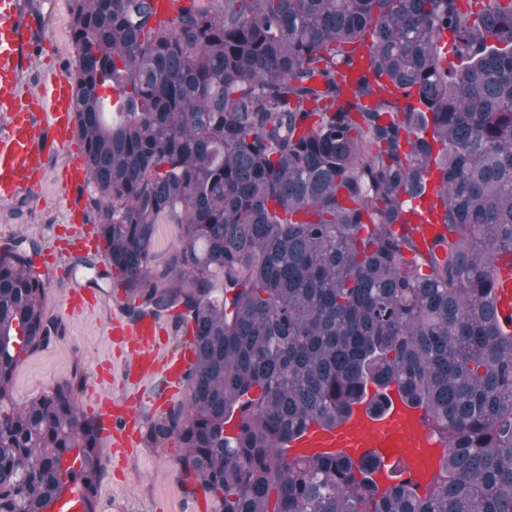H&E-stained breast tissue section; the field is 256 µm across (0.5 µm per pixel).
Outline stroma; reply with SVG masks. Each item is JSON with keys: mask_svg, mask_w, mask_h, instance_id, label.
Here are the masks:
<instances>
[{"mask_svg": "<svg viewBox=\"0 0 512 512\" xmlns=\"http://www.w3.org/2000/svg\"><path fill=\"white\" fill-rule=\"evenodd\" d=\"M19 2L22 12L36 17L43 37L55 47L54 56L47 62L41 55L31 54L22 76L24 85L38 88L48 66L76 73L78 57L70 37L74 0ZM59 176L58 162H50L39 194L0 202V248L21 237L38 244L35 263L46 281V311L59 325L51 344L19 366L14 397L29 400L76 373L84 379L77 400L81 411L86 412L97 393L106 389L115 394L126 391L117 381L108 388L97 382V370L103 363H110L112 372L120 370L107 328L113 317L123 315L125 294L100 279L96 269L84 264L82 255L70 254L57 263L49 262L51 247L69 230L70 217L58 200ZM78 289L94 293L97 303L85 315L72 317L66 313L64 302ZM178 452L175 439L152 444L143 438L124 465L116 467L110 459H103L97 512H200L185 498L178 481L174 465Z\"/></svg>", "mask_w": 512, "mask_h": 512, "instance_id": "obj_1", "label": "stroma"}]
</instances>
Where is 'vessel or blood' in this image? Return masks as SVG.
<instances>
[{
  "label": "vessel or blood",
  "mask_w": 512,
  "mask_h": 512,
  "mask_svg": "<svg viewBox=\"0 0 512 512\" xmlns=\"http://www.w3.org/2000/svg\"><path fill=\"white\" fill-rule=\"evenodd\" d=\"M32 29V21L20 16L19 0H0L1 201L39 188L50 159L70 150L77 129V114L72 110L74 85L66 73L58 69L43 73L36 91L20 82ZM85 178L82 155L72 153L62 174L61 191L75 220L81 215L80 190ZM496 295L503 313L512 316L511 268L501 267ZM108 337L123 352L121 378L126 385L140 386V401L147 406L172 402L183 374L195 362L192 347L167 352L168 325L152 315L131 323L113 320ZM388 398L390 405L383 414H372L363 401L336 429L312 427L296 441L297 453L342 451L358 460L371 452L385 463L376 475L380 486L409 477L420 488H427L439 472L445 444L424 423L422 410L409 406L397 388L389 389ZM96 425L110 458L124 457L139 440L138 418L127 399L105 397ZM48 512H85L81 485H70Z\"/></svg>",
  "instance_id": "b4317fda"
}]
</instances>
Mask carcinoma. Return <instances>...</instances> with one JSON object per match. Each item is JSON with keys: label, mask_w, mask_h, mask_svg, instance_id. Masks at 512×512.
Masks as SVG:
<instances>
[{"label": "carcinoma", "mask_w": 512, "mask_h": 512, "mask_svg": "<svg viewBox=\"0 0 512 512\" xmlns=\"http://www.w3.org/2000/svg\"><path fill=\"white\" fill-rule=\"evenodd\" d=\"M76 0L84 210L125 312L192 325L174 438L214 512H512V0ZM355 70L347 81L341 66ZM117 92V110L100 92ZM435 169L439 231L406 216ZM159 224L178 235L155 264ZM36 248L0 252V512L73 482L97 512L103 448L77 376L23 403L47 347ZM424 409L439 478L379 491L380 462L288 457L368 385ZM238 417L234 438L226 424ZM500 266L499 285L496 288V295L500 298L499 306L504 314L512 319V270L502 263Z\"/></svg>", "instance_id": "carcinoma-1"}]
</instances>
